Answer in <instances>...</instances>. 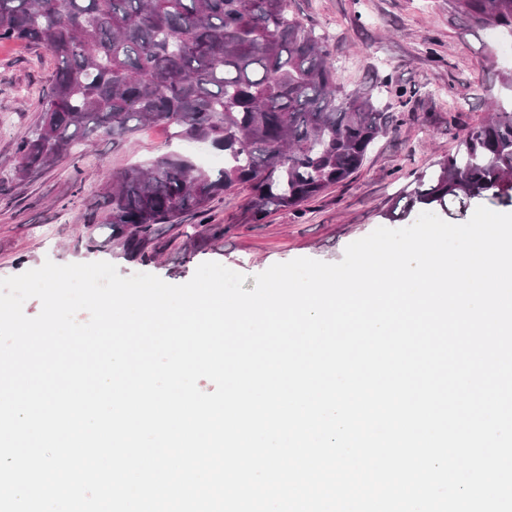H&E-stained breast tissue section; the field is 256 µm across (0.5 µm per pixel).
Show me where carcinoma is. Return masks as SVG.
Listing matches in <instances>:
<instances>
[{
    "instance_id": "carcinoma-1",
    "label": "carcinoma",
    "mask_w": 512,
    "mask_h": 512,
    "mask_svg": "<svg viewBox=\"0 0 512 512\" xmlns=\"http://www.w3.org/2000/svg\"><path fill=\"white\" fill-rule=\"evenodd\" d=\"M456 14L512 33V0H453ZM25 40L57 68L35 132L18 143L15 177L30 178L77 140L160 124L224 151V168L164 155L112 174L100 223L143 264L178 227L224 192L250 191L255 222L299 210L362 165L387 131L370 92L336 95L327 46L288 16L287 0H0V41ZM439 171L415 177L401 216L488 196L512 203V105L463 135ZM195 248L224 237L192 224Z\"/></svg>"
}]
</instances>
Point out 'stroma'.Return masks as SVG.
I'll use <instances>...</instances> for the list:
<instances>
[{"label": "stroma", "mask_w": 512, "mask_h": 512, "mask_svg": "<svg viewBox=\"0 0 512 512\" xmlns=\"http://www.w3.org/2000/svg\"><path fill=\"white\" fill-rule=\"evenodd\" d=\"M289 14L325 42L341 92H372L388 129L378 137L350 179L301 210L277 209L260 222L249 213V191L236 187L216 197L189 224H223L222 241L206 250L184 251L180 229L166 231L170 244L156 262L127 259L105 224H92L100 210L105 172L145 165L179 154L216 170L224 153L211 145L169 139L145 125L134 131L77 142L69 156L37 176H14L18 142L35 127L56 68L46 49L0 42V278L43 265L106 261L120 275L149 273L183 284L204 262L244 274V290L274 264L306 257L342 260L348 244L376 228H398L393 206L412 190L415 176L432 172L471 127L484 122L491 104L512 98L504 83L512 59L501 54L487 25L463 20L448 0H288ZM92 224L100 247L87 251L84 224Z\"/></svg>", "instance_id": "35a3bbf8"}]
</instances>
